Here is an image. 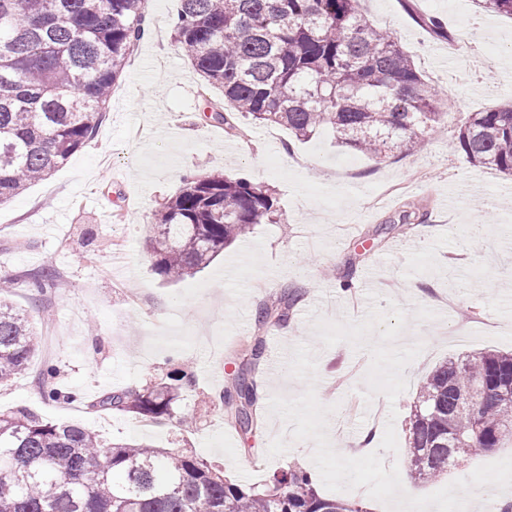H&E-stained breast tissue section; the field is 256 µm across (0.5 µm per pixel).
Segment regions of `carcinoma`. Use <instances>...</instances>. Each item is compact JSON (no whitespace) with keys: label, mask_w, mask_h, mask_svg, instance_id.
Segmentation results:
<instances>
[{"label":"carcinoma","mask_w":512,"mask_h":512,"mask_svg":"<svg viewBox=\"0 0 512 512\" xmlns=\"http://www.w3.org/2000/svg\"><path fill=\"white\" fill-rule=\"evenodd\" d=\"M147 0H0V204L63 165L94 138L112 88L144 35ZM512 17V0H479ZM174 42L223 105L206 102L229 129L244 118L298 140L330 130L338 145L379 158L416 150L448 122L437 91L409 52L374 26L359 0H180ZM458 146L472 162L512 176V104L470 113ZM277 220L271 189L242 177L184 178L153 213L152 270L177 281L207 267L257 224ZM23 282L44 291L43 266ZM0 281V385L28 367L38 342L32 316L6 301ZM299 300L283 292L257 321L288 317ZM141 392L112 391L94 407L170 419L179 391L196 383L184 367ZM38 379L44 398L75 402ZM512 352L487 349L449 358L422 380L410 414L408 463L433 484L462 457L512 441ZM259 399L254 379L237 376L221 402L242 432ZM0 512H368L361 501L322 496L308 471L290 466L260 487L227 480L187 452L147 443H106L79 424L25 408L0 412Z\"/></svg>","instance_id":"carcinoma-1"}]
</instances>
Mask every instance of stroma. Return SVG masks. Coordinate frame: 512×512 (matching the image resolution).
I'll use <instances>...</instances> for the list:
<instances>
[{
    "instance_id": "1",
    "label": "stroma",
    "mask_w": 512,
    "mask_h": 512,
    "mask_svg": "<svg viewBox=\"0 0 512 512\" xmlns=\"http://www.w3.org/2000/svg\"><path fill=\"white\" fill-rule=\"evenodd\" d=\"M360 7L411 52L448 113L447 130L420 150L371 158L337 146L331 131L299 141L278 126L251 128L241 141L204 112V98L222 93L174 47L178 0H148L146 34L97 134L49 179L0 205V275L43 265L57 275L49 298L27 287L12 295L50 315L35 320L39 346L28 369L0 386L1 412L26 408L108 441L184 449L247 487L290 465L312 469V441L290 442L285 454L268 458L283 423L262 407L257 429L236 432L218 396L249 369L262 399L301 394L305 382L271 372L270 359H287L307 343L318 355L317 398L336 408L332 443L368 430L382 435L386 421L374 412L391 403L381 394L364 400L368 353L346 342L324 347L311 327L319 315L362 318L368 276L380 307L393 301L407 314L399 345L424 346L404 370L407 390L391 404L398 451L384 453V462L398 465L412 495L433 493L410 477L407 461L418 383L448 358L512 350V179L472 163L457 144L469 113L512 102V19L477 11L474 0H360ZM432 16L443 35L425 26ZM190 173L268 185L278 221L256 225L201 272L166 282L151 269V215ZM291 290L301 298L287 321L258 324L259 305ZM422 290L432 304L420 301ZM259 340L265 352L254 366L250 348ZM170 357L196 376L177 411L206 406L207 418L148 427L131 413L86 411L102 394L160 381ZM50 365L55 385L79 393L82 403L44 399L37 380Z\"/></svg>"
}]
</instances>
